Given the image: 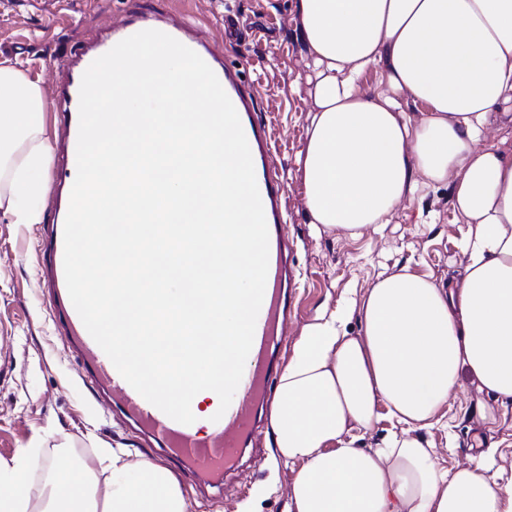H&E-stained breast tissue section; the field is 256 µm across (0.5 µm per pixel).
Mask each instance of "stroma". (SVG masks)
I'll return each instance as SVG.
<instances>
[{
    "instance_id": "1",
    "label": "stroma",
    "mask_w": 512,
    "mask_h": 512,
    "mask_svg": "<svg viewBox=\"0 0 512 512\" xmlns=\"http://www.w3.org/2000/svg\"><path fill=\"white\" fill-rule=\"evenodd\" d=\"M294 0H189L193 18L208 32L224 33L225 13L235 14L250 36L239 58L258 90L260 112L274 128L277 161L288 188L289 238L301 274L298 313L280 342L291 356L303 327L322 312L348 300L345 330L363 331L361 302L382 277L408 271L439 284L465 277L463 245L470 232L455 209L454 185L438 184L415 192L396 209L389 223L374 224L361 237L317 231L303 203L297 159L305 147L307 110L303 42L294 19ZM128 0H0V60L20 61L38 79L47 100H54L53 64L79 41L120 24ZM39 224H16L0 210V463L17 455L29 461L33 485H41L50 462L76 460L98 470L97 449L132 448L159 460V449L110 411L108 403L84 384L85 373L68 345L56 335L42 297ZM439 414L442 426L419 431L433 449L438 467L455 471L466 456L495 448V464L481 469L488 482H512V402L479 390L463 375L461 387ZM292 470L271 474L264 462L245 456L223 485L199 489L189 479L180 485L188 512H237L242 492L273 482L259 512H287Z\"/></svg>"
}]
</instances>
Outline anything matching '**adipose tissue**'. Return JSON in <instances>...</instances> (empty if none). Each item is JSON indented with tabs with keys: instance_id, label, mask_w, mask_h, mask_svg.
<instances>
[{
	"instance_id": "adipose-tissue-1",
	"label": "adipose tissue",
	"mask_w": 512,
	"mask_h": 512,
	"mask_svg": "<svg viewBox=\"0 0 512 512\" xmlns=\"http://www.w3.org/2000/svg\"><path fill=\"white\" fill-rule=\"evenodd\" d=\"M312 102L298 158L309 221L361 235L388 223L407 195L456 175L455 208L472 224L468 274L447 289L400 272L362 301L359 336L346 305L304 326L283 368L270 421L272 466H295L288 512H512V484L494 486L464 464L437 468L417 431L437 424L462 371L512 399V156L490 144L491 112L512 101V0H295ZM384 66L368 96L364 72ZM427 105L412 119L401 98ZM48 102L37 80L0 61V142L21 133L23 157L0 150V188L15 223L37 224L53 150L43 136ZM224 371L176 367L162 391L195 410L219 404ZM399 426L385 447L357 448L376 402ZM99 472L54 470L42 512H188L172 471L103 448Z\"/></svg>"
}]
</instances>
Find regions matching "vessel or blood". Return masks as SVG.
<instances>
[{
    "instance_id": "vessel-or-blood-1",
    "label": "vessel or blood",
    "mask_w": 512,
    "mask_h": 512,
    "mask_svg": "<svg viewBox=\"0 0 512 512\" xmlns=\"http://www.w3.org/2000/svg\"><path fill=\"white\" fill-rule=\"evenodd\" d=\"M145 29H156L195 51L214 71L232 101L247 138L269 233V263L263 302L252 348L241 381L223 417L216 422L184 425L146 401L118 373L90 336L68 295L63 268L66 208H58L48 225L42 248L47 299L60 337L73 349L96 387L116 397L115 406L177 464L189 465L204 481L217 483L232 470L249 447L255 446L264 417L258 405L270 397L280 364L278 339L294 309L295 275L290 264L292 245L285 231L288 218L286 184L275 163L273 131L262 119L257 93L240 63L206 41L187 14L159 12L146 0H135L129 16L111 32L77 46L56 64L58 71L57 131L63 164L56 172L59 188L71 189L76 178L79 90L84 72L121 40Z\"/></svg>"
}]
</instances>
